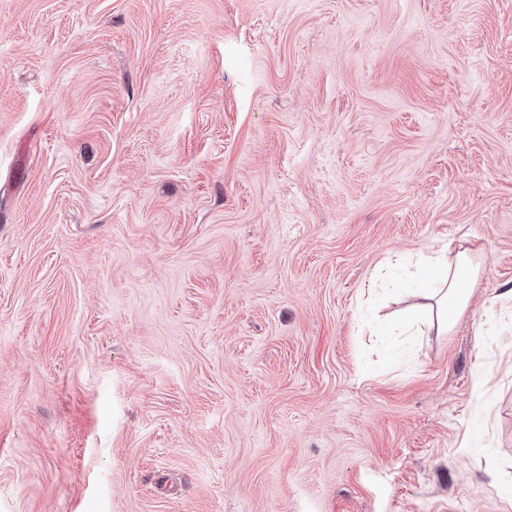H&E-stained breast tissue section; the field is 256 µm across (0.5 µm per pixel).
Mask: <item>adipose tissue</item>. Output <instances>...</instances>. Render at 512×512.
Instances as JSON below:
<instances>
[{
	"mask_svg": "<svg viewBox=\"0 0 512 512\" xmlns=\"http://www.w3.org/2000/svg\"><path fill=\"white\" fill-rule=\"evenodd\" d=\"M482 261L480 251L464 241L454 249L444 245L421 254L423 281L412 291L417 300L409 323L413 335L452 331L479 283Z\"/></svg>",
	"mask_w": 512,
	"mask_h": 512,
	"instance_id": "adipose-tissue-1",
	"label": "adipose tissue"
}]
</instances>
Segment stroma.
I'll return each mask as SVG.
<instances>
[{
    "instance_id": "1",
    "label": "stroma",
    "mask_w": 512,
    "mask_h": 512,
    "mask_svg": "<svg viewBox=\"0 0 512 512\" xmlns=\"http://www.w3.org/2000/svg\"><path fill=\"white\" fill-rule=\"evenodd\" d=\"M509 287L512 0H0V512H512ZM483 259L467 240L460 241L455 250L444 245L420 255L422 286L412 288L411 295L424 303L413 306L414 317L408 327L411 336H423L433 330L437 334L452 331L478 286Z\"/></svg>"
}]
</instances>
